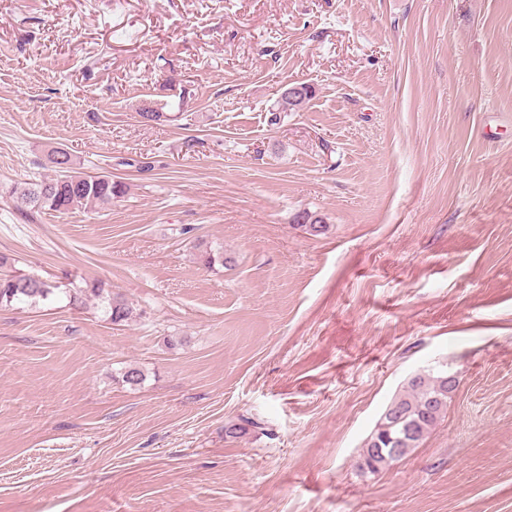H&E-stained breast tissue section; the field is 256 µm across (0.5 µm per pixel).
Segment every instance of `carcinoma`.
I'll return each instance as SVG.
<instances>
[{
    "mask_svg": "<svg viewBox=\"0 0 512 512\" xmlns=\"http://www.w3.org/2000/svg\"><path fill=\"white\" fill-rule=\"evenodd\" d=\"M311 95L312 89L307 85L300 95L283 94L281 110L295 111ZM48 158L55 168V176L11 189L12 196L33 212H64L78 205L104 208L112 204L113 196L125 192L124 185L112 180L110 175H89L74 170L69 154L62 149L51 150ZM7 265L9 258L0 256V307L35 304L56 294L58 286L53 282L15 271H1ZM107 313L112 323L120 324L130 319L133 309L123 298L110 295ZM447 377V370L431 368L408 379L404 394L387 406L365 442L361 453L362 471L374 474L419 446L448 408L454 387L448 385Z\"/></svg>",
    "mask_w": 512,
    "mask_h": 512,
    "instance_id": "obj_1",
    "label": "carcinoma"
}]
</instances>
